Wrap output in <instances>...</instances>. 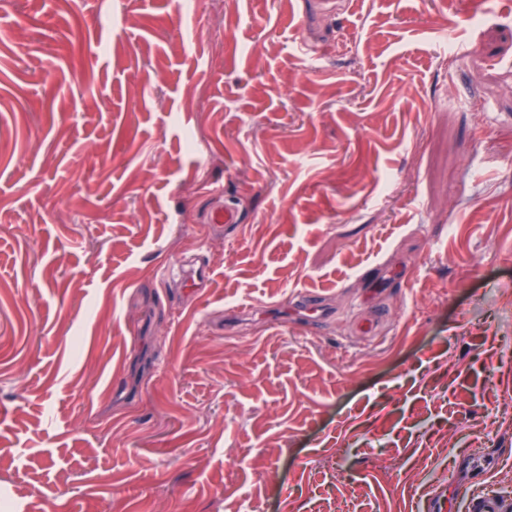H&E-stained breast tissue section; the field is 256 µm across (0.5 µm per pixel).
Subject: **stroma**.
I'll use <instances>...</instances> for the list:
<instances>
[{
    "mask_svg": "<svg viewBox=\"0 0 512 512\" xmlns=\"http://www.w3.org/2000/svg\"><path fill=\"white\" fill-rule=\"evenodd\" d=\"M449 471L512 498V0H0V512Z\"/></svg>",
    "mask_w": 512,
    "mask_h": 512,
    "instance_id": "stroma-1",
    "label": "stroma"
}]
</instances>
